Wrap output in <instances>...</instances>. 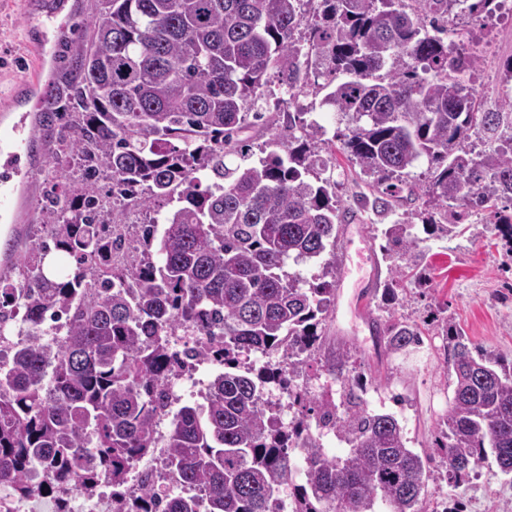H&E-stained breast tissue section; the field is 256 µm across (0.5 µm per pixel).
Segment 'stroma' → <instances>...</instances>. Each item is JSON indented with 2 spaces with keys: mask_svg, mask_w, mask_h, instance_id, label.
Here are the masks:
<instances>
[{
  "mask_svg": "<svg viewBox=\"0 0 512 512\" xmlns=\"http://www.w3.org/2000/svg\"><path fill=\"white\" fill-rule=\"evenodd\" d=\"M29 3L0 0V109L7 108L19 84L50 77L66 81L71 57L94 8L93 0H68L41 47L30 38L35 13ZM447 41L478 53L479 63L466 79L476 91L477 111H495L501 100V65L512 58V0H502L484 25L465 18L456 20L448 28ZM315 152L334 172L342 210L359 217L360 229H341L340 239H364L376 281L385 283L389 264L383 248L388 225L405 212L416 225L428 217L439 222L444 219L440 207L422 199L431 180L428 162L420 161L402 177L404 188L414 190L415 200L401 201L399 208L379 213L359 204L363 195L374 192L373 177L323 141H316ZM35 165V177L17 187L15 223L0 225V260L10 240L34 241L40 236L39 226L29 218L39 208L51 168L41 153L36 154ZM424 248V271L409 272L396 301L383 303L376 294L366 312H358L353 288L340 282L335 307L325 323L326 335L339 337L354 353L357 371L366 382L363 398L368 408L394 414L405 429L410 448L417 452L434 448L438 424L452 402L453 384L446 364L448 341L434 321L436 314L460 327L476 345L512 362V243L501 238L491 217L482 214L468 218L463 235H431ZM372 318L384 327L397 322L419 325L423 342L389 353L384 336L372 335L369 330ZM426 507L428 512H442L446 507L459 512H512V477L489 461L469 483L456 489L444 479L431 478Z\"/></svg>",
  "mask_w": 512,
  "mask_h": 512,
  "instance_id": "obj_1",
  "label": "stroma"
}]
</instances>
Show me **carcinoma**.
<instances>
[{
	"instance_id": "1",
	"label": "carcinoma",
	"mask_w": 512,
	"mask_h": 512,
	"mask_svg": "<svg viewBox=\"0 0 512 512\" xmlns=\"http://www.w3.org/2000/svg\"><path fill=\"white\" fill-rule=\"evenodd\" d=\"M496 0H98L82 34L74 75L49 86L39 123L56 164L39 224L52 244L9 253L14 276L0 279V318L22 314L27 339L7 345L0 361V482L30 496V466L46 488L67 479L86 487L101 474L118 489L129 465L155 448L179 484L151 507L154 494L131 492L135 512H279L291 487L293 512H425L426 482L442 467L458 488L493 458L512 475V363L473 343L454 326L448 335L452 405L432 453L408 447L391 413L368 409L363 380L350 374L351 352L318 332L335 302V283L303 287L288 263L328 254L322 277L336 278L343 213L336 183L322 176L311 141L313 121L295 135H275L266 156L247 165L240 138L267 123L247 112L271 74L285 77L291 101L326 91L320 107L349 117L335 135L347 160L384 187L363 205L387 209L403 191L396 180L425 158L434 167L428 195L444 209L445 236L463 233L474 211L493 215L512 242V122L489 112L481 128L499 146L474 153V89L463 80L477 58L438 34L450 17L493 15ZM502 108L512 109V58L503 66ZM324 82H319V78ZM59 132H54V129ZM120 210L176 203L136 237L112 235L99 222L103 197ZM404 219L385 231L394 277L383 298L396 299L404 267L424 262L422 239ZM126 250L129 261L105 263ZM66 319L59 340L43 325ZM184 328L209 346L173 350ZM387 347L421 341L415 324L386 328ZM288 343L289 369L323 355V369L346 383L343 411L297 395L303 419L346 438L343 457L311 436L301 440L304 481L293 483L290 430L268 423L269 368L239 369L236 357L276 353ZM224 356L202 402L182 405L162 437L156 418L169 405V374L178 358Z\"/></svg>"
}]
</instances>
